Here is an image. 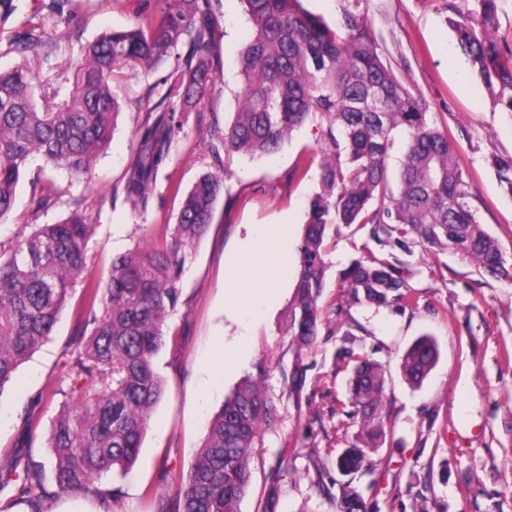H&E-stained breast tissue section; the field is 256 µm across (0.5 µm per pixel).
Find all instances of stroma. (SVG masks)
<instances>
[{
	"label": "stroma",
	"mask_w": 512,
	"mask_h": 512,
	"mask_svg": "<svg viewBox=\"0 0 512 512\" xmlns=\"http://www.w3.org/2000/svg\"><path fill=\"white\" fill-rule=\"evenodd\" d=\"M461 0H367L368 20L383 41L398 77L429 101L441 127L460 146L459 164L468 202L480 224L495 237L512 267V195L504 192L495 159L512 158V118L494 109L485 88L468 73L452 27ZM71 21L47 26L43 49L51 56L41 74L79 55L83 45L107 28L134 22L135 0H70ZM217 30L213 49L216 86L204 106L184 117L171 162L158 175L147 213L125 200L124 172L137 145L139 120L150 103L152 78L123 68L114 90L121 114L112 141L89 177L71 183L66 174L32 165L21 180L13 212L0 227V240L33 222L51 223L73 211L91 226L93 271L133 247L156 248V224L174 223L181 193L199 175H223L224 194L206 235L188 251L181 275V304L165 324L170 343L157 360L164 392L156 405L136 463L124 473L96 479L99 488H121L110 507L86 494L58 498L52 512H153L148 486L163 495L161 470L187 473L213 412L242 380L261 381L273 398L278 420L253 451L251 488L240 512H262L272 478L280 480L277 512H335L342 476L336 456L355 446L356 428L336 440L342 409L348 408L347 374L336 354L350 348L385 364L389 384L382 411L391 429L372 457L371 475L361 477L374 512H415L427 496L431 512H512V284L479 271L476 262L444 247L438 255L419 243L397 251L410 270L416 302L405 308L375 309L348 303L338 286L341 269L364 256L373 243L367 231L331 226L324 242L325 319L315 343L296 351L287 333L297 271L272 293L246 306L229 299L228 288L243 258L276 255L289 248L300 261L312 200L322 192L321 163L327 153L326 125L308 120L275 153L217 158L213 148L224 121L242 99L238 53L250 35L241 0H213ZM315 161L304 178L293 174L301 153ZM51 179L56 194L47 212L34 214L35 184ZM80 290L70 292L52 335L23 363L0 395V458L52 461L45 434L60 399L49 393L61 372V357L78 329ZM438 343L440 357L421 388L403 383L401 355L421 335ZM306 382L291 389L295 365ZM38 423L28 436L23 422ZM297 456L276 472L281 448Z\"/></svg>",
	"instance_id": "stroma-1"
}]
</instances>
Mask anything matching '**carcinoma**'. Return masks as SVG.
I'll return each mask as SVG.
<instances>
[{"label":"carcinoma","mask_w":512,"mask_h":512,"mask_svg":"<svg viewBox=\"0 0 512 512\" xmlns=\"http://www.w3.org/2000/svg\"><path fill=\"white\" fill-rule=\"evenodd\" d=\"M137 20L102 32L80 57L65 66L71 86L43 91L38 63L27 53L45 35L46 20L65 23L68 0H49L47 14H33L16 42L19 61L0 72V223L9 219L18 186L36 161L79 181L109 147L120 111L112 84L129 65L150 75L158 62L175 58L160 77L163 93L147 107L137 127V145L125 174L126 201L147 211L159 172L170 162L183 130L177 115L190 112L215 86L210 55L215 32L211 0H137ZM251 36L239 56L243 99L219 139L225 157L278 151L316 113L325 117L331 161L323 167V193L311 203L301 245L289 334L297 350L314 343L322 319V257L332 224L369 227L380 244L423 243L433 255L450 246L474 259L478 269L512 284L498 241L477 220L454 139L438 125L430 104L413 94L387 61L364 9L366 0H340L331 27L301 6V0H242ZM454 22L457 45L488 92L493 107L512 116V68L491 36L499 0H473ZM188 43L182 55L178 48ZM405 135L397 182L388 174L395 135ZM224 179L198 177L183 195L173 224H157V248H138L112 259L106 275L89 271L91 225L74 212L52 224L18 231L0 244V395L15 373L51 336L70 290L81 287L87 310L65 352L63 374L50 396L64 398L50 424L47 447L55 488L47 487L41 464L0 461V485L16 476L17 502L29 512H50L64 494L118 499V488L102 490L93 478L126 471L136 462L163 385L155 360L166 347L169 312L181 297L187 250L213 223ZM338 282L350 301L376 308L409 306V271L392 254L351 261ZM436 342L417 339L403 353L399 373L420 386L438 360ZM349 370L350 421L336 426L341 438L360 426L362 448L336 457L344 475L371 469L369 452L387 436L380 406L386 389L382 364L344 349ZM277 418L264 387L245 379L209 421L189 472L162 470L160 481L177 485L176 497L161 498L155 512H240L252 478L253 448ZM336 512H370L360 487L339 484Z\"/></svg>","instance_id":"cac0c4a2"}]
</instances>
